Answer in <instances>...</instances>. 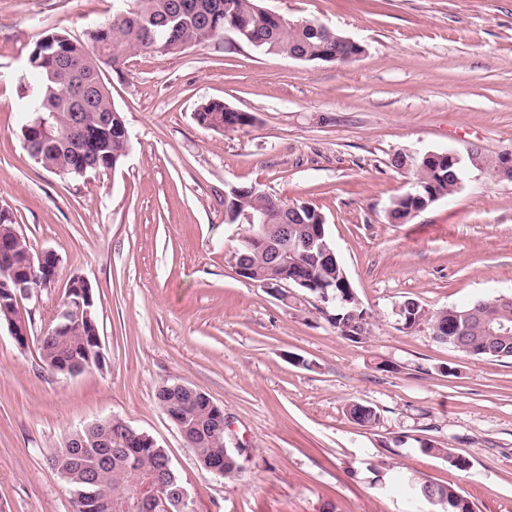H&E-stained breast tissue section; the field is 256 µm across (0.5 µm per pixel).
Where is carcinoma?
Returning <instances> with one entry per match:
<instances>
[{
  "label": "carcinoma",
  "mask_w": 512,
  "mask_h": 512,
  "mask_svg": "<svg viewBox=\"0 0 512 512\" xmlns=\"http://www.w3.org/2000/svg\"><path fill=\"white\" fill-rule=\"evenodd\" d=\"M132 7L125 13L115 12L98 23L82 37L67 33H49L32 48L28 62L35 71L37 81L21 108L24 122L21 126L27 150L43 168L59 175L78 176L80 167L87 165V172L106 173L116 169L126 156L129 141L125 140L126 121L112 102L111 92L100 95L95 111L85 113V138L80 144L66 141L62 128L72 116L73 106L65 96V87L72 83L70 72L58 61L63 55L86 57L108 41L112 44V60L125 63L134 52L166 55L187 46L205 45L224 36L230 26L246 31L241 43L267 54L283 55L303 62H326L347 66L364 52L361 45L336 40L311 26H301L280 14L269 12L260 0H130ZM53 112L58 121L46 130L33 127L34 113ZM199 126L216 132L234 130L250 125L255 116L249 112H233L221 101L201 103L194 114ZM394 166L409 171L416 185L413 194L394 198L387 210L392 223H406L412 213L424 203L452 196L459 189L461 165L448 162L446 157L426 158L419 155L408 158L395 155ZM285 204L280 198L266 194L260 188L238 186L228 194L225 206L243 211L275 213ZM318 208L308 206L301 216L288 225V242L294 248L291 265L271 267L265 255L239 243L236 249L243 255L246 268L253 270L248 279L261 283L266 279L288 281L296 275L326 288L331 300L325 307L316 308L336 332L344 338L359 342L369 334L371 315L361 302L352 298L343 279L341 261L326 265L313 255L304 252L298 244L316 233ZM17 224L11 213L0 210V239L13 240L10 265L26 278L31 291L44 288L45 272L38 265L28 264L31 249L25 238L14 236ZM478 302L440 309L431 314L423 308L406 307L398 315L401 328L411 332L423 325L429 327L435 341L455 346L457 331L467 329V344L474 349H490L495 358L512 360V335L493 336L489 329L496 326L498 309L482 307V316L463 321L459 315L472 310ZM19 315L17 305L10 302L6 289L0 285V323L7 324ZM43 362L57 371L67 362L78 372L95 366H104V359L95 352L94 332L86 323L74 322L59 330L52 325L38 339ZM166 382L155 392V401L165 415L182 421L187 429L186 444L193 449L200 467L221 464L224 477L232 478L242 470V460L237 449L226 442L224 419L218 418L206 398L186 391L169 390ZM347 414L362 427H374L379 421L376 409L361 402H352ZM112 431L125 440L122 448H98L96 452L112 454V462L93 464L85 448L78 442H91L94 431L82 426L70 433L48 458L50 468L67 485L73 512H136L141 490L150 480H163L168 490L175 491L185 482L172 465L163 448L146 444L143 433L114 419L109 422ZM422 451L439 455L444 449L434 442L415 439ZM446 454V453H444ZM448 463L457 470L470 469L469 460L446 454ZM418 496L431 508V512H474L473 503L454 486L434 482L416 483Z\"/></svg>",
  "instance_id": "1"
}]
</instances>
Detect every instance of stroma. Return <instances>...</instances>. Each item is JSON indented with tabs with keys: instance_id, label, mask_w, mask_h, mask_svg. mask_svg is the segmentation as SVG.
I'll return each mask as SVG.
<instances>
[{
	"instance_id": "1",
	"label": "stroma",
	"mask_w": 512,
	"mask_h": 512,
	"mask_svg": "<svg viewBox=\"0 0 512 512\" xmlns=\"http://www.w3.org/2000/svg\"><path fill=\"white\" fill-rule=\"evenodd\" d=\"M360 43L352 64L307 63L218 38L136 53L106 82L130 150L101 175L62 176L30 156L21 105L28 56L52 32L83 36L114 0H0V206L33 252L59 259L54 287L23 306L19 348L0 324V512H72L47 458L65 436L116 417L165 448L195 512H429L411 484L458 488L476 512H512V361L404 332L407 298L426 312L512 296V180L471 162L512 150V0H264ZM256 115L215 132L198 105ZM454 151L457 193L405 224L387 219L410 187L399 152ZM258 184L324 214L371 315L359 342L312 306L285 304L225 262L242 227L224 195ZM92 286L104 367L49 369L37 337L72 276ZM224 409L251 450L225 479L200 469L157 408L164 382ZM358 401L380 421L347 414ZM468 458L469 471L417 445Z\"/></svg>"
}]
</instances>
